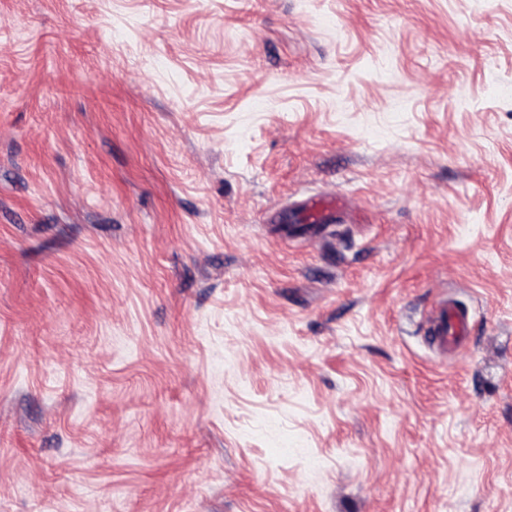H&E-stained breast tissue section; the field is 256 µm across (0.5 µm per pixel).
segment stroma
<instances>
[{"label": "stroma", "mask_w": 512, "mask_h": 512, "mask_svg": "<svg viewBox=\"0 0 512 512\" xmlns=\"http://www.w3.org/2000/svg\"><path fill=\"white\" fill-rule=\"evenodd\" d=\"M0 512H512V0H0ZM468 326V314L452 304L441 312L432 327L433 336L448 348H454L464 336Z\"/></svg>", "instance_id": "stroma-1"}]
</instances>
